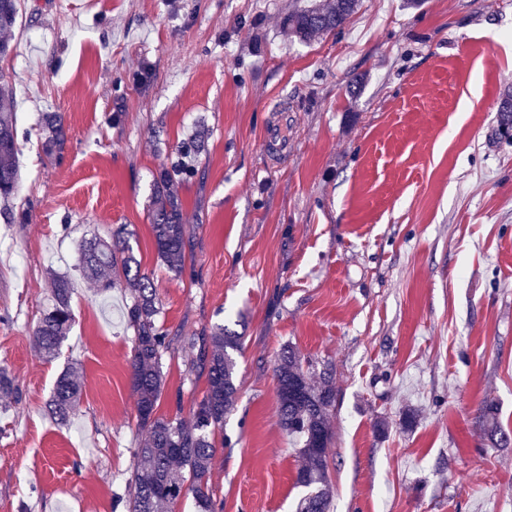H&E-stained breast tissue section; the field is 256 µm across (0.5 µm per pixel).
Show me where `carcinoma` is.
<instances>
[{
	"label": "carcinoma",
	"mask_w": 512,
	"mask_h": 512,
	"mask_svg": "<svg viewBox=\"0 0 512 512\" xmlns=\"http://www.w3.org/2000/svg\"><path fill=\"white\" fill-rule=\"evenodd\" d=\"M359 0H332L312 4L283 21L284 31L302 42L341 29L355 13ZM19 13V0H0V59L10 51L8 33ZM10 76L0 72V201L9 205L19 190L17 165L18 126L11 109ZM497 132L512 141V92L497 103ZM45 148L51 153L63 144L64 119L59 112L42 114ZM191 174L185 163L163 169L154 183L156 208L150 213L157 260L176 275L185 270V217L174 184L182 174ZM126 227L113 231L115 243L87 240L80 244L79 268L98 283L101 291L125 288L130 304L124 313L126 327L133 331L129 359V384L136 399L137 420L145 438L133 449V464L126 494L119 498L124 512H162L165 504L192 496L194 512H215L210 476L216 452L214 434L224 429V419L234 411L239 388L236 354L243 337L222 325L205 336H186L190 345H199L197 365L205 372L207 388L192 411L191 421L180 416L157 414L165 387L164 355L172 348V338L159 326L162 303L150 276L141 270L133 248L125 239ZM53 307L39 319L34 330L39 351L53 358L72 323L70 300L72 281L52 276ZM278 419L294 440L299 466L296 485L305 494L297 512H331L328 484V448L333 440L332 412L336 390L325 369L317 374L312 364L290 343L281 346L274 366ZM80 383L74 370L62 373L50 402L52 416L64 422L78 404ZM497 407L485 401L479 408L487 434L500 446L512 443V436L495 426Z\"/></svg>",
	"instance_id": "obj_1"
}]
</instances>
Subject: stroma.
Returning <instances> with one entry per match:
<instances>
[{
  "mask_svg": "<svg viewBox=\"0 0 512 512\" xmlns=\"http://www.w3.org/2000/svg\"><path fill=\"white\" fill-rule=\"evenodd\" d=\"M307 2L21 0L0 59L27 214L0 220V367L21 392L0 398V512H112L126 490L142 436L129 295L75 270L83 240L122 225L175 339L159 415L190 419L206 389L186 337L222 324L244 338L214 437L218 512H296L304 494L277 418L287 342L334 367L333 512H512V445L479 421L490 399L512 432V143L492 108L512 89V0H361L343 29L285 38L282 17ZM282 99L275 168L263 133ZM45 112L66 127L50 155ZM198 131L178 278L156 258L153 182ZM53 272L72 278L74 322L47 360L33 329ZM70 367L83 390L60 423L49 402Z\"/></svg>",
  "mask_w": 512,
  "mask_h": 512,
  "instance_id": "1",
  "label": "stroma"
}]
</instances>
